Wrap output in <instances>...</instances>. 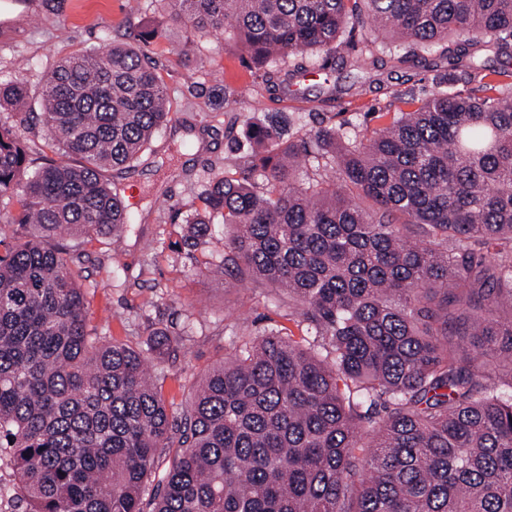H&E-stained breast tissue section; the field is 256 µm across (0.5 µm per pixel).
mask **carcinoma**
Masks as SVG:
<instances>
[{
    "instance_id": "1",
    "label": "carcinoma",
    "mask_w": 512,
    "mask_h": 512,
    "mask_svg": "<svg viewBox=\"0 0 512 512\" xmlns=\"http://www.w3.org/2000/svg\"><path fill=\"white\" fill-rule=\"evenodd\" d=\"M199 30L231 25L272 94L292 92L304 51L354 67L438 53L465 93L437 91L365 139L320 126L296 142L251 123L239 176L212 181L186 245L221 218L224 273L283 289L302 336L266 334L202 379L171 419L144 352L89 328L66 233L133 218L102 179L167 121L156 67L103 44L53 68L50 146L78 162L28 171L0 124V448L25 512H512V0H175ZM501 66L487 80L483 48ZM21 81L0 109L28 112ZM339 185H298L296 159ZM170 458L156 479L161 457Z\"/></svg>"
}]
</instances>
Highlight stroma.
Instances as JSON below:
<instances>
[{"label":"stroma","mask_w":512,"mask_h":512,"mask_svg":"<svg viewBox=\"0 0 512 512\" xmlns=\"http://www.w3.org/2000/svg\"><path fill=\"white\" fill-rule=\"evenodd\" d=\"M112 42L133 45L155 64L169 117L130 168L104 170V181L129 198L134 220L83 245L79 284L90 328L108 340L140 346L159 331L176 335V351L151 364L177 415L212 365L289 325L273 288L244 275L225 282L220 219L208 243L192 248L184 243L186 224L174 218L198 207L214 179L237 171L251 150L247 119L282 113L295 140L322 124L362 136L408 111L400 93L434 89L449 64L437 56L412 67L389 61L371 74L347 64L324 71L316 67L320 54L309 52L303 59L313 68L299 82V99L288 103L266 91L235 31L198 32L175 17L171 0H0V83L24 81L34 112L23 125L1 109L0 123L17 126L31 165L50 155L37 118L46 74L62 59Z\"/></svg>","instance_id":"obj_1"}]
</instances>
